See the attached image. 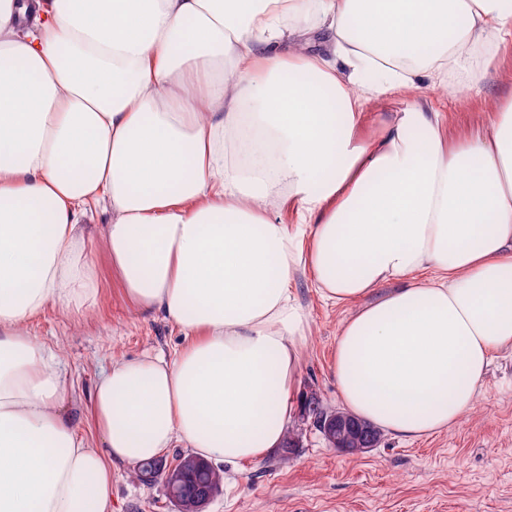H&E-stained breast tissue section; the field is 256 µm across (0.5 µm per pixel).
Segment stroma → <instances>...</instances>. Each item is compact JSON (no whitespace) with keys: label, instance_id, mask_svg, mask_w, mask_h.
<instances>
[{"label":"stroma","instance_id":"1","mask_svg":"<svg viewBox=\"0 0 512 512\" xmlns=\"http://www.w3.org/2000/svg\"><path fill=\"white\" fill-rule=\"evenodd\" d=\"M512 95V51L489 73H476L462 95L422 83L419 88L383 94L367 108L363 137L379 121L414 103L440 107L445 133L457 143L482 127L493 100ZM109 214L96 209L85 222L87 248L101 277L100 295L87 313H65L57 305L28 323L34 340L56 350L68 373L62 405L79 432L96 440L91 396L112 363L162 352L172 356L184 344L179 329L163 315L137 313L112 277L98 231ZM297 296L309 313L311 336L301 365L298 390L316 392L326 406L341 402L331 371L343 308L324 303L309 281L299 280ZM224 486L207 512H512V356L493 362L471 415L450 430L406 441L384 435L378 447L352 456L308 435L288 461L269 453L258 460L223 465ZM112 512H176L163 476L145 483L130 468L112 474Z\"/></svg>","mask_w":512,"mask_h":512}]
</instances>
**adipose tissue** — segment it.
<instances>
[{"label": "adipose tissue", "instance_id": "adipose-tissue-1", "mask_svg": "<svg viewBox=\"0 0 512 512\" xmlns=\"http://www.w3.org/2000/svg\"><path fill=\"white\" fill-rule=\"evenodd\" d=\"M510 45L512 0H0V512H112L113 470L176 443L214 463L278 447L302 278L349 309L347 412L409 441L457 425L512 352V97L455 148L420 104L359 128L386 91ZM100 204L113 277L185 343L113 362L93 447L27 323L95 304Z\"/></svg>", "mask_w": 512, "mask_h": 512}]
</instances>
